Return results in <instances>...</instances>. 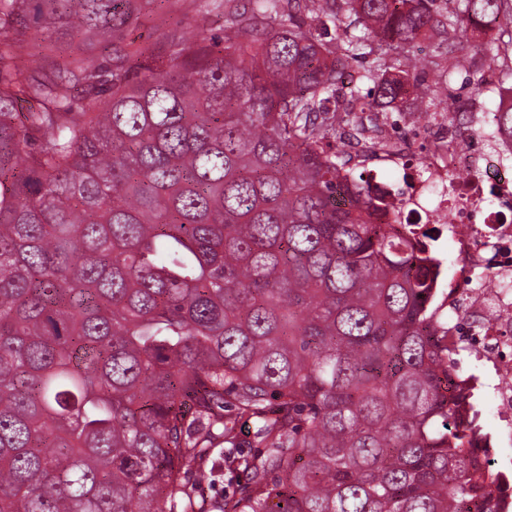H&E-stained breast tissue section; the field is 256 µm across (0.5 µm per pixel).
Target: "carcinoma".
<instances>
[{
  "label": "carcinoma",
  "mask_w": 512,
  "mask_h": 512,
  "mask_svg": "<svg viewBox=\"0 0 512 512\" xmlns=\"http://www.w3.org/2000/svg\"><path fill=\"white\" fill-rule=\"evenodd\" d=\"M192 2L159 47L138 0H0V512H498L431 237L325 146L363 99L448 109L428 31L512 62V0ZM30 24L107 52L35 65ZM172 4L173 12L168 15L163 13L154 12H143L138 19H134L130 26V37L136 38L139 41H150L161 43L162 36L161 30L165 27V20L170 16L182 20V25L186 31H191L194 28L192 25L195 24L194 20L197 19L193 4L190 0H174L170 2ZM141 36V38H139Z\"/></svg>",
  "instance_id": "1"
}]
</instances>
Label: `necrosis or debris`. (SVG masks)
<instances>
[{
  "instance_id": "1",
  "label": "necrosis or debris",
  "mask_w": 512,
  "mask_h": 512,
  "mask_svg": "<svg viewBox=\"0 0 512 512\" xmlns=\"http://www.w3.org/2000/svg\"><path fill=\"white\" fill-rule=\"evenodd\" d=\"M429 214L433 221H448L455 239L459 269H480L481 284L470 295L448 291L449 304L466 301L476 325L451 326L450 334L464 336L470 356L478 364L465 377L466 386L478 388L490 379V403L497 420L495 433L484 434L479 448L490 466L506 467L505 444L512 443V140L493 127H484L478 146L459 149L454 127L443 128L427 162ZM459 173L454 192H447L445 177ZM497 186L498 203L486 205L485 189Z\"/></svg>"
}]
</instances>
